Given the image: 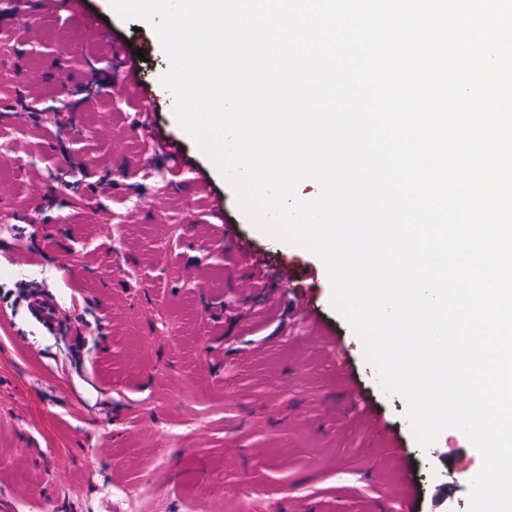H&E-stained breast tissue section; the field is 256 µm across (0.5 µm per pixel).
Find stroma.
I'll return each mask as SVG.
<instances>
[{
	"label": "stroma",
	"instance_id": "1",
	"mask_svg": "<svg viewBox=\"0 0 512 512\" xmlns=\"http://www.w3.org/2000/svg\"><path fill=\"white\" fill-rule=\"evenodd\" d=\"M88 4L112 33L149 46L153 120L208 172L224 213L191 194L195 169L154 158L129 132L127 95L87 88L88 68L107 81L113 71L109 53L83 48L81 16L54 8L29 27L0 15V512H120L98 496L104 483L135 485L144 512H403L384 486L407 481L415 512H434L431 488L453 475L446 443L477 464L480 453L455 429L417 443L328 279L314 299L345 365L268 280L247 300L230 288L241 265L225 225L262 252L275 240L179 127L153 28L109 0ZM33 68L47 72L38 91L23 103L6 94L26 89ZM38 294L54 299L61 330L30 314ZM355 386L414 469L362 431Z\"/></svg>",
	"mask_w": 512,
	"mask_h": 512
}]
</instances>
